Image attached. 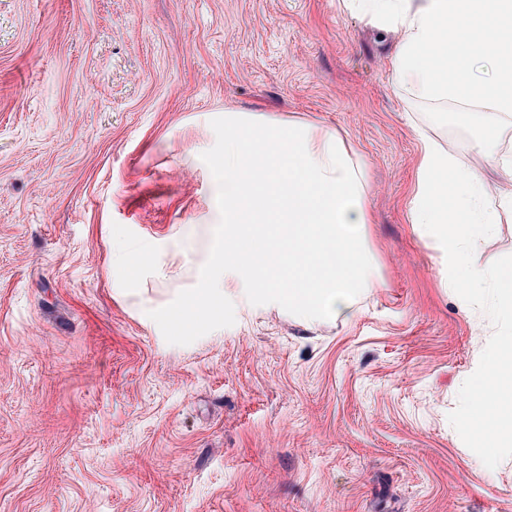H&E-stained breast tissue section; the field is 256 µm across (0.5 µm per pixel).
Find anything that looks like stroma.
I'll return each mask as SVG.
<instances>
[{
	"instance_id": "35a3bbf8",
	"label": "stroma",
	"mask_w": 512,
	"mask_h": 512,
	"mask_svg": "<svg viewBox=\"0 0 512 512\" xmlns=\"http://www.w3.org/2000/svg\"><path fill=\"white\" fill-rule=\"evenodd\" d=\"M392 51L340 0H0V512H512V457L448 420L493 327L408 220L416 128L494 200L473 137L512 156V119L397 89ZM228 108L364 163L350 320L199 297ZM198 319V314L193 309L184 305H177L166 310L162 317L165 325L174 327V321L179 320L182 322L184 329L195 327Z\"/></svg>"
}]
</instances>
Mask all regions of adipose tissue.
Listing matches in <instances>:
<instances>
[{
  "label": "adipose tissue",
  "mask_w": 512,
  "mask_h": 512,
  "mask_svg": "<svg viewBox=\"0 0 512 512\" xmlns=\"http://www.w3.org/2000/svg\"><path fill=\"white\" fill-rule=\"evenodd\" d=\"M400 32L397 87L512 115V0H342ZM224 230L198 289L217 303L246 285L302 322L348 317L372 284L366 169L337 131L224 115Z\"/></svg>",
  "instance_id": "adipose-tissue-1"
}]
</instances>
